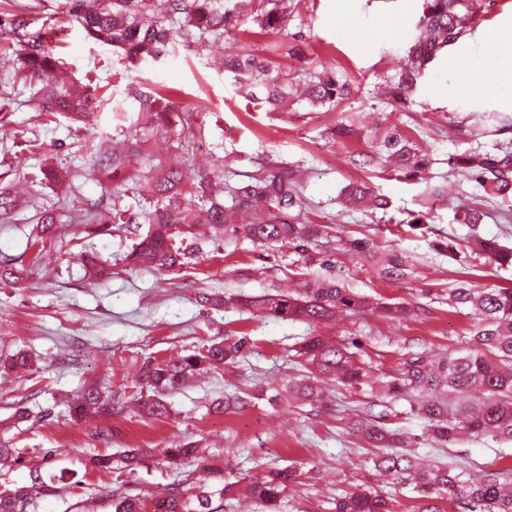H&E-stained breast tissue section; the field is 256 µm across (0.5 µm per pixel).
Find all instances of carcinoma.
Returning <instances> with one entry per match:
<instances>
[{
    "mask_svg": "<svg viewBox=\"0 0 512 512\" xmlns=\"http://www.w3.org/2000/svg\"><path fill=\"white\" fill-rule=\"evenodd\" d=\"M67 13L79 22L93 39L119 51L120 59L134 67L149 59L159 58L163 49L179 41L198 45L215 43L244 24L249 16L263 35L278 38L272 50L279 54L306 58L304 49L290 40L288 26L299 13L295 0H245L238 7H228L224 0H65ZM483 7L481 0H424L422 15L409 36L404 66L388 80V94L396 102L410 103L419 80L428 66L448 47L468 34L475 16ZM44 34L31 39L25 49L16 53V70L21 80L40 101L39 112L54 120L61 116L91 129L100 97L97 90L67 81H51L48 74L57 68L52 50L43 44ZM224 75L245 92L254 107L267 112H286L298 98L312 110H334L352 93L353 80L342 68L319 64L303 69L301 78L285 71L281 63L257 53L247 42L240 43L234 53L224 56ZM140 112L148 124L129 131L123 142L110 147L91 141L85 148L93 154L95 166L112 171V206L93 203L87 208V220L110 224L126 230L132 224L148 225L147 233L133 246L129 257L152 269L172 270L183 263L186 250L175 243L178 236L197 238L196 227L207 226L208 237L222 240L242 237L254 244L273 247L288 243L305 268L317 266L323 273L293 270L299 287L240 298L236 305L262 311L283 321H303L314 325L336 317L339 313L359 316L380 313L392 319L414 316L419 307L404 303L378 302L327 274L333 267L331 254L317 250L322 225L309 217L302 194L301 170L280 165L263 170L250 181L231 185L200 174H189L180 163H159L139 180L137 192L148 207L133 212L119 205L126 179L122 175L142 160V146L153 138L163 139L181 158L190 155L195 136L194 109L165 93L138 94ZM494 152L477 149L450 158V163L468 169L483 187L502 200H512V127ZM336 138L357 142L362 129L352 122L336 126ZM363 165L382 166V172L398 180L421 179L428 171L429 159L416 136L399 127L387 128L374 150L364 154ZM25 204L13 188L0 191V221L12 222ZM341 212L364 207L382 211L387 223L428 227L433 222L431 211L407 213L404 219L388 215L389 201L378 194L367 180L355 181L340 191ZM57 217L51 210L40 213V231L33 246H38ZM347 244L361 253L382 279L405 276L407 263L394 251L379 252L373 238L365 234L350 236ZM433 248L449 258L466 259L468 274L484 268L487 262L512 265V249L474 237L467 241L450 238ZM448 307L461 312L471 309L479 321L467 346L443 357L415 354L403 359L396 373L381 380L375 378L363 363L355 360L350 344L335 343L323 336H305L294 347L295 357L302 359L305 372L288 380L284 388L267 397L270 402L300 401L322 404L326 399L320 378L330 377L348 390L369 388L377 397L401 398L410 410L428 422V431L438 440L448 435L458 437L485 435L499 441H512V288H475L467 280H459L448 289ZM245 336L213 339L192 354L149 360L138 376L139 412L151 419L170 414L167 396L200 369H221L236 363L250 349ZM480 394V403L463 406L455 397L463 392ZM232 395L212 407L215 413L242 410L250 399ZM376 403L368 402L362 413L350 418L346 430L374 448L375 469L407 484L425 502L419 512H446L439 502L467 500L482 512H512V486L501 482L490 472L480 480L466 477L446 465L424 464L401 432L388 426L390 413L373 411ZM127 411L125 397L110 388L91 386L85 389L75 414H94L101 418L121 416ZM153 448H127L121 463L133 469L154 457ZM198 453L191 442L162 451L163 458L175 462ZM209 482H192L185 478L169 493L156 500L152 512H224V497L238 491L239 481L224 474V468L213 467ZM297 471L289 467H271L247 486L250 497L267 512L278 507L288 487L297 479ZM33 497L24 489L0 491V512H30ZM332 512H395L393 500L361 486L336 497ZM112 512H146V505L136 497L118 495L112 498Z\"/></svg>",
    "mask_w": 512,
    "mask_h": 512,
    "instance_id": "cac0c4a2",
    "label": "carcinoma"
}]
</instances>
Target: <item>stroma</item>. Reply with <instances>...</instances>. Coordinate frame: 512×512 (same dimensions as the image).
Here are the masks:
<instances>
[{"label":"stroma","instance_id":"35a3bbf8","mask_svg":"<svg viewBox=\"0 0 512 512\" xmlns=\"http://www.w3.org/2000/svg\"><path fill=\"white\" fill-rule=\"evenodd\" d=\"M64 0H0V45L20 48L14 16L26 18L27 34L44 33L53 40L54 56L75 82L99 88L103 101L94 118L101 140L124 138L137 119L134 92H169L183 105L198 108L194 151L187 169L223 179L234 171L247 180L261 164L278 161L304 172L303 194L312 218L331 226L324 250L334 262L337 280L377 300L419 304L416 316L398 322L373 314L362 319L339 315L316 329L301 322L282 321L256 310L228 306L217 310L212 298L255 295L280 283L298 255L288 246L268 249L245 239L203 241L188 266L159 272L129 260L137 238L125 231H100L85 222L82 209L99 199H111L112 177L83 176L87 154L82 131L65 119L41 124L30 92L13 82L10 57L0 55V186L27 181L28 206L12 223H0V259L23 269L20 283H0V356L26 351L28 371L0 368V436L21 451L19 461L0 469V490L29 486L30 471L41 468L53 478L57 493L34 496L35 512H112L116 494L152 501L186 475L200 474L211 464L250 481L271 466L295 467L299 477L281 502L280 512H319L326 502L363 483L393 498L397 512H417L414 493L375 471L369 449L349 435L346 422L363 408L369 395L328 384L322 407L283 403L270 405L254 393L269 381L286 382L300 374L292 345L309 332L339 341H356L359 359L371 362L375 374L395 373L404 358L416 353H448L468 337L477 318L448 305V286L462 267L437 255L428 237L411 231L390 234L385 223L370 214H340L336 199L350 182L367 178L368 169L350 157L365 150L336 140L333 131L343 116L368 128L399 127L418 134L432 159L422 183L377 180L390 202V214L416 210L428 198L429 187L448 186V204H436L433 232L452 238L478 233L512 247V222L503 213L508 204L491 194L448 159L469 147L494 150L503 125L512 124V99L463 91L470 74L449 66L443 53L420 79L410 104L384 103L376 90L405 60L407 36L423 9V0H301L300 15L291 28L298 40L319 52L322 60L344 68L355 82L352 98L334 111H310L307 105L290 112L246 110L243 93L215 56L234 51L236 37L207 47L169 46L159 59L128 68L109 45L90 39L85 29L63 15ZM399 20L394 34L388 20ZM361 32L360 41L346 35V24ZM512 24V0H492L473 22L462 41L470 55L480 56L489 29ZM38 139L39 149L27 142ZM54 168L55 182L43 180ZM478 204L484 219L477 228L455 218L458 203ZM56 210L59 222L43 252L29 249L36 228L34 217ZM376 237L382 249H399L409 262L400 280H382L361 256L341 243L347 231ZM244 336L251 342L247 356L220 370L191 378L168 398L172 412L161 421L139 417L136 407L124 416L100 419L111 431L109 442L91 439L87 422L69 413L82 390L93 383L113 389L131 385L142 365L172 354L188 355L202 340ZM252 395L244 410L216 414L212 404L225 395ZM24 407L30 421L15 423L12 415ZM390 422L417 440L419 454L463 470L489 469L494 441L461 438L439 441L426 432L424 421L409 413L408 404L389 405ZM195 441L200 452L177 464L155 458L130 471L113 465L87 468L92 455L118 457L127 448H171Z\"/></svg>","mask_w":512,"mask_h":512}]
</instances>
